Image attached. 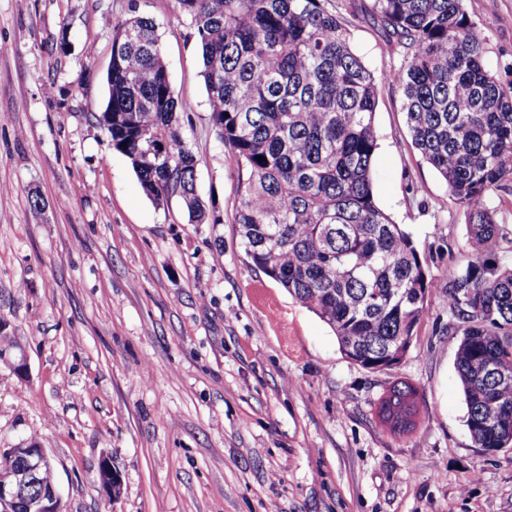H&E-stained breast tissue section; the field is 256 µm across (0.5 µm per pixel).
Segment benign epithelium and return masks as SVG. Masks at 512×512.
<instances>
[{"label":"benign epithelium","mask_w":512,"mask_h":512,"mask_svg":"<svg viewBox=\"0 0 512 512\" xmlns=\"http://www.w3.org/2000/svg\"><path fill=\"white\" fill-rule=\"evenodd\" d=\"M5 451L18 457L19 466L10 474L0 475V512H57L60 496L53 484L35 502L25 498L29 483L44 469L52 468L46 450L34 444L28 448L0 449L1 453Z\"/></svg>","instance_id":"obj_1"}]
</instances>
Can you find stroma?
<instances>
[{"instance_id": "1", "label": "stroma", "mask_w": 512, "mask_h": 512, "mask_svg": "<svg viewBox=\"0 0 512 512\" xmlns=\"http://www.w3.org/2000/svg\"><path fill=\"white\" fill-rule=\"evenodd\" d=\"M485 63L512 80V0H466ZM158 24L196 187L217 224L156 203L97 117L112 25L128 0H0V448H45L64 512H512V452L478 448L455 368L461 329L440 296L404 358L373 372L246 254L234 165L210 121L202 63L174 0ZM375 73L400 48L367 12L350 25ZM397 85L379 86L374 194L445 287L467 226L412 147ZM44 207L35 210V199ZM418 391L415 427L377 407ZM121 493L99 482L102 460ZM417 390L409 383L393 386L382 399L379 413L393 431L404 432L415 425Z\"/></svg>"}]
</instances>
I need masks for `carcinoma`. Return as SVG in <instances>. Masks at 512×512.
<instances>
[{
    "mask_svg": "<svg viewBox=\"0 0 512 512\" xmlns=\"http://www.w3.org/2000/svg\"><path fill=\"white\" fill-rule=\"evenodd\" d=\"M201 54L217 135L235 166L234 221L246 254L333 330L354 363L400 362L434 284L409 233L374 196L378 84L402 91L414 147L444 179L468 224L467 260L443 302L463 325L455 366L466 426L484 449L512 448V224L491 193L512 182V81L484 64L465 0H370L406 55L381 76L354 51L356 0H175ZM98 122L145 193L176 196L196 224L220 217L196 193L198 159L179 134L155 20L130 0L112 37ZM264 157V161L256 157ZM417 390L389 389L379 413L415 425Z\"/></svg>",
    "mask_w": 512,
    "mask_h": 512,
    "instance_id": "obj_1",
    "label": "carcinoma"
}]
</instances>
